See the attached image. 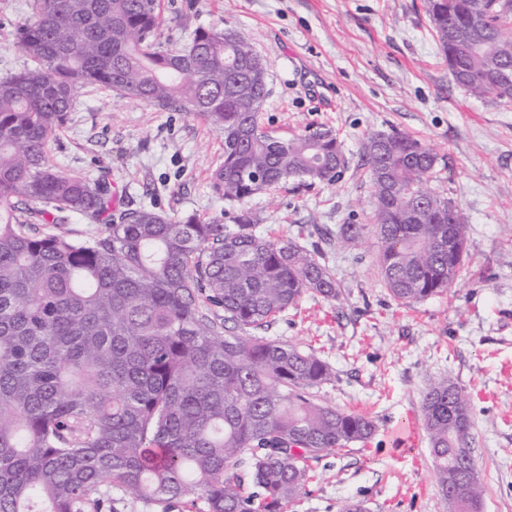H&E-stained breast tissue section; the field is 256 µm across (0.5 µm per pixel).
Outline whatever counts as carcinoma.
Returning a JSON list of instances; mask_svg holds the SVG:
<instances>
[{"label": "carcinoma", "mask_w": 512, "mask_h": 512, "mask_svg": "<svg viewBox=\"0 0 512 512\" xmlns=\"http://www.w3.org/2000/svg\"><path fill=\"white\" fill-rule=\"evenodd\" d=\"M427 13L455 84L512 103V0H427ZM159 18L160 0H35L13 42L28 64L0 77V512H105L114 491L160 512L187 497L195 512H288L309 462L377 430L316 398L325 361L254 335L307 293L340 301L319 247L260 234L246 211L226 224L117 208L107 182L50 162L94 84L209 124L224 140L211 181L231 205L290 179L341 181L331 128L264 127L267 63L248 34L212 25L169 49ZM362 150L390 296L450 291L467 224L430 187L437 156L397 130ZM74 218L87 237L63 230ZM422 411L438 492L471 512L484 486L470 401L443 377Z\"/></svg>", "instance_id": "1"}]
</instances>
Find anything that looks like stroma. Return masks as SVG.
Here are the masks:
<instances>
[{
  "label": "stroma",
  "instance_id": "1",
  "mask_svg": "<svg viewBox=\"0 0 512 512\" xmlns=\"http://www.w3.org/2000/svg\"><path fill=\"white\" fill-rule=\"evenodd\" d=\"M33 0H0V74L27 60L13 46ZM160 42L197 28L246 31L268 65L265 126L288 135L312 124L337 133L350 159L332 186L295 181L240 203L272 232L321 245L340 302L307 294L265 337L314 352L334 379L317 396L372 418L364 445L312 462L306 492L288 512H449L437 491L422 420L429 382L451 377L471 404L482 512H512V104L454 84L425 0H162ZM397 129L438 156L436 191L465 214L468 247L450 293L410 306L393 300L376 263L364 134ZM224 141L191 112H167L111 90L81 89L58 129L51 160L88 179L109 173L118 197L169 215L223 219L210 175ZM362 227L358 245L325 243L339 225Z\"/></svg>",
  "mask_w": 512,
  "mask_h": 512
}]
</instances>
